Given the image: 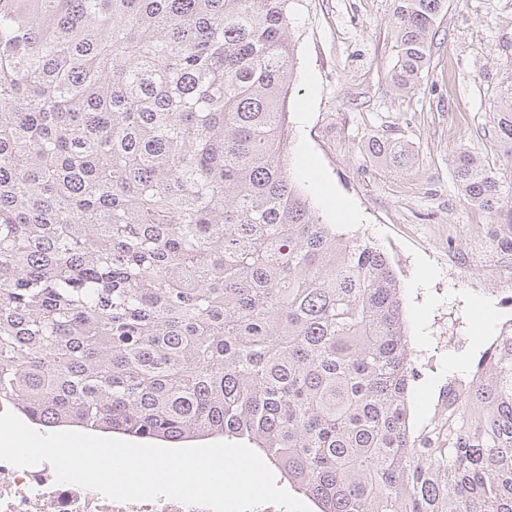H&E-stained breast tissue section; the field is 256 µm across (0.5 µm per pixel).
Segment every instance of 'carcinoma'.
<instances>
[{
  "label": "carcinoma",
  "instance_id": "obj_1",
  "mask_svg": "<svg viewBox=\"0 0 512 512\" xmlns=\"http://www.w3.org/2000/svg\"><path fill=\"white\" fill-rule=\"evenodd\" d=\"M392 83L445 0H394ZM288 0H0V405L31 424L245 443L318 512H512V322L427 423L384 251L295 177ZM453 167L512 250V79ZM368 152L399 170L410 146Z\"/></svg>",
  "mask_w": 512,
  "mask_h": 512
}]
</instances>
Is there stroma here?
<instances>
[{
	"mask_svg": "<svg viewBox=\"0 0 512 512\" xmlns=\"http://www.w3.org/2000/svg\"><path fill=\"white\" fill-rule=\"evenodd\" d=\"M393 0H290L298 78L288 96L289 163L328 224L383 249L402 288L406 329L433 372L410 404L430 417L446 374L471 362L448 335L472 341L512 320V251L491 250L499 215L457 190L452 160L493 157L496 94L512 76V0H446L430 65L398 90ZM375 137L408 142L416 164L397 172L367 151Z\"/></svg>",
	"mask_w": 512,
	"mask_h": 512,
	"instance_id": "1",
	"label": "stroma"
}]
</instances>
